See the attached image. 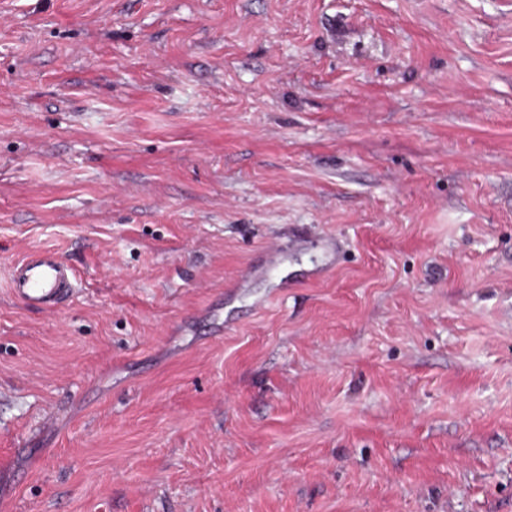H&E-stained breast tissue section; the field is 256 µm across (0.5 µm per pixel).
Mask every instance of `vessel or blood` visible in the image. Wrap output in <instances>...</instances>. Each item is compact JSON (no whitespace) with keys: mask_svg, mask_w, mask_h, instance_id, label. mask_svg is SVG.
Here are the masks:
<instances>
[{"mask_svg":"<svg viewBox=\"0 0 512 512\" xmlns=\"http://www.w3.org/2000/svg\"><path fill=\"white\" fill-rule=\"evenodd\" d=\"M77 284L72 267L48 249L26 253L11 269L9 292L25 307L41 312L59 311Z\"/></svg>","mask_w":512,"mask_h":512,"instance_id":"obj_1","label":"vessel or blood"}]
</instances>
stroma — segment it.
Segmentation results:
<instances>
[{"mask_svg": "<svg viewBox=\"0 0 512 512\" xmlns=\"http://www.w3.org/2000/svg\"><path fill=\"white\" fill-rule=\"evenodd\" d=\"M0 506L512 512V0H0ZM76 284L73 268L56 251L39 249L14 264L9 293L29 309L55 313L72 296Z\"/></svg>", "mask_w": 512, "mask_h": 512, "instance_id": "35a3bbf8", "label": "stroma"}]
</instances>
